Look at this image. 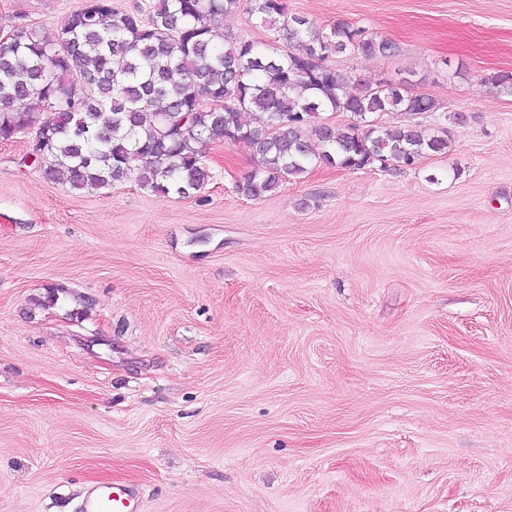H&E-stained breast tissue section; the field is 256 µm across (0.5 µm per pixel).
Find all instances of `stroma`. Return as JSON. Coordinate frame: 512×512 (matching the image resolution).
Listing matches in <instances>:
<instances>
[{"mask_svg":"<svg viewBox=\"0 0 512 512\" xmlns=\"http://www.w3.org/2000/svg\"><path fill=\"white\" fill-rule=\"evenodd\" d=\"M81 0H0L54 38ZM396 43L330 63L437 109L444 154L314 164L259 198L250 145L190 198L93 193L0 141V512H512V0H288ZM467 117L456 124L455 113ZM132 491L119 485H101L91 490L81 512H134Z\"/></svg>","mask_w":512,"mask_h":512,"instance_id":"stroma-1","label":"stroma"}]
</instances>
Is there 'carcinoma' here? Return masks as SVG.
I'll return each instance as SVG.
<instances>
[{"label":"carcinoma","instance_id":"obj_1","mask_svg":"<svg viewBox=\"0 0 512 512\" xmlns=\"http://www.w3.org/2000/svg\"><path fill=\"white\" fill-rule=\"evenodd\" d=\"M241 0H153L148 15L92 0L65 19L56 39L38 26L14 24L0 46V140L37 126L49 129L35 159L49 181L87 193L135 179L159 198H189L209 174L203 149L211 141H244L254 169L237 184L249 198L273 192L281 177L302 175L314 162L361 170L375 162L411 166L448 152L449 140L416 125L380 127L367 115L421 114L436 104L409 82L366 86L357 93L328 64L333 55L391 57V41L338 21L329 30L291 13L287 0H246L248 11L276 31L265 43L221 35L215 22ZM38 97L45 118L26 102ZM258 112L246 123L242 115ZM324 112H349L337 129ZM313 125L316 150L300 129Z\"/></svg>","mask_w":512,"mask_h":512}]
</instances>
